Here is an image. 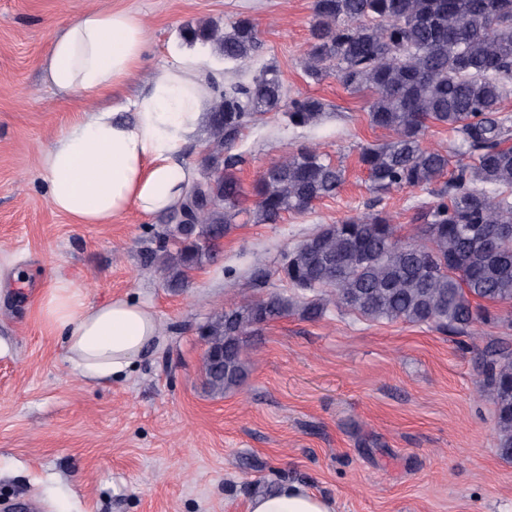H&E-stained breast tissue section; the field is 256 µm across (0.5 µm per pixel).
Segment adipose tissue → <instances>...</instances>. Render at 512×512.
<instances>
[{
	"instance_id": "1",
	"label": "adipose tissue",
	"mask_w": 512,
	"mask_h": 512,
	"mask_svg": "<svg viewBox=\"0 0 512 512\" xmlns=\"http://www.w3.org/2000/svg\"><path fill=\"white\" fill-rule=\"evenodd\" d=\"M147 42L145 22L112 9L73 17L53 41L47 84L88 101L41 157L47 201L72 223L108 224L133 208L146 216L166 212L195 180L176 157L212 97L197 54L182 53L154 77L135 101L132 120L95 105L141 66ZM39 311L46 329L60 337L70 367L87 380L125 376L163 340L148 305L126 297L89 303L64 276L52 280ZM247 512H336V504L287 482L252 495Z\"/></svg>"
}]
</instances>
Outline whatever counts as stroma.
Listing matches in <instances>:
<instances>
[{
  "mask_svg": "<svg viewBox=\"0 0 512 512\" xmlns=\"http://www.w3.org/2000/svg\"><path fill=\"white\" fill-rule=\"evenodd\" d=\"M313 0H0V264L21 272L0 288V512H246L253 494L282 481L336 502L337 512H512V461L494 448L492 406L479 392L467 337L407 322H367L329 310L264 327L252 372L224 396L200 379L197 329L214 311L275 290L284 254L322 224L378 206L402 239L432 201L421 189L374 197L361 146L391 140L371 127L368 96L303 71ZM123 9L147 25L141 68L109 105L131 116L154 74L194 50L220 83L277 70L287 97L328 105L323 121L293 128L264 114L235 150L245 195L217 263L167 291L144 251L162 215L137 210L109 224H74L53 211L41 155L75 117L79 99L51 90L44 63L56 34L80 11ZM253 20L262 42L251 60L187 46L186 26ZM313 144L345 170L332 199L278 224L251 217L252 185L272 162ZM62 273L99 303L126 296L150 305L164 339L127 376L78 378L38 312Z\"/></svg>",
  "mask_w": 512,
  "mask_h": 512,
  "instance_id": "1",
  "label": "stroma"
}]
</instances>
